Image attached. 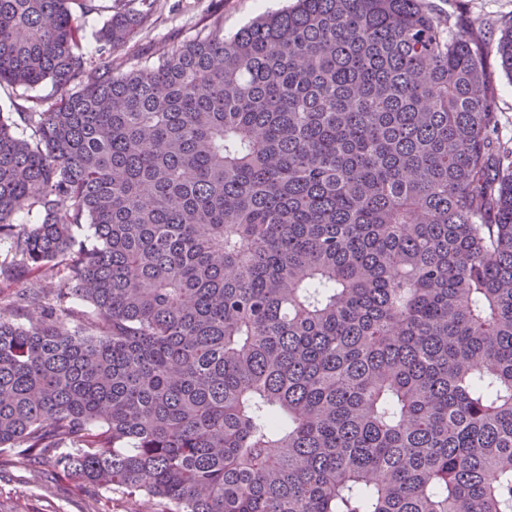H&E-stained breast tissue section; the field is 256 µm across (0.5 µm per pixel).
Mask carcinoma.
<instances>
[{
	"instance_id": "carcinoma-1",
	"label": "carcinoma",
	"mask_w": 512,
	"mask_h": 512,
	"mask_svg": "<svg viewBox=\"0 0 512 512\" xmlns=\"http://www.w3.org/2000/svg\"><path fill=\"white\" fill-rule=\"evenodd\" d=\"M94 10L0 0V84L65 91L0 115V284L44 270L0 458L166 512H512V24L296 0L84 83ZM486 80L496 93V102L500 111L499 141L502 146L510 150L512 149V79L502 71L495 53L489 58Z\"/></svg>"
}]
</instances>
